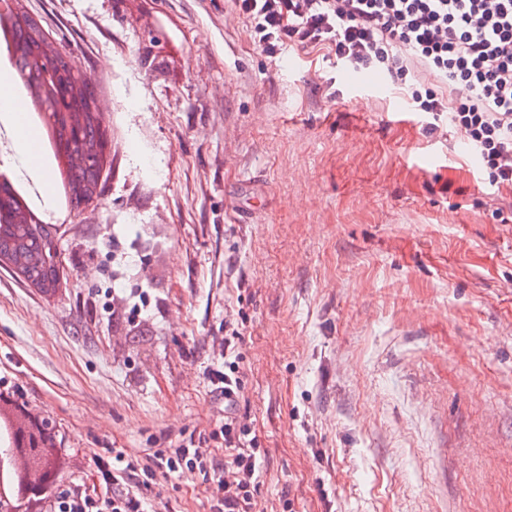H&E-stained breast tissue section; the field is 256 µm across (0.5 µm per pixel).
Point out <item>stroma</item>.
Segmentation results:
<instances>
[{
    "instance_id": "35a3bbf8",
    "label": "stroma",
    "mask_w": 512,
    "mask_h": 512,
    "mask_svg": "<svg viewBox=\"0 0 512 512\" xmlns=\"http://www.w3.org/2000/svg\"><path fill=\"white\" fill-rule=\"evenodd\" d=\"M27 2L97 65L114 153L97 207L54 203L59 292L0 267V377L65 477L221 420L242 313L262 512H512V190L384 74L262 54L230 0Z\"/></svg>"
}]
</instances>
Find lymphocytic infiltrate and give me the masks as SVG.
Returning a JSON list of instances; mask_svg holds the SVG:
<instances>
[{
	"label": "lymphocytic infiltrate",
	"mask_w": 512,
	"mask_h": 512,
	"mask_svg": "<svg viewBox=\"0 0 512 512\" xmlns=\"http://www.w3.org/2000/svg\"><path fill=\"white\" fill-rule=\"evenodd\" d=\"M253 44L270 57L286 48L321 47L354 71L377 69L406 86L415 111L448 120L481 161L486 184L512 188V0H231ZM464 96H455L456 87ZM244 323L224 328V345L208 372L224 398V419L211 438L223 453L187 440L138 455L126 448L96 454L92 481L54 475L35 486L4 483L0 496L38 490L43 512H147L144 490L157 476L200 477L212 491L208 512H257L268 456L236 411L247 385Z\"/></svg>",
	"instance_id": "lymphocytic-infiltrate-1"
}]
</instances>
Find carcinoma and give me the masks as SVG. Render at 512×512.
I'll return each mask as SVG.
<instances>
[{
  "label": "carcinoma",
  "mask_w": 512,
  "mask_h": 512,
  "mask_svg": "<svg viewBox=\"0 0 512 512\" xmlns=\"http://www.w3.org/2000/svg\"><path fill=\"white\" fill-rule=\"evenodd\" d=\"M17 92L30 101L31 118L56 162L60 192L73 210L96 206L110 164L112 139L99 107L95 71L75 66L64 46L50 38L25 0L0 10ZM57 238L52 224L32 207L12 171L0 170V263L21 261L15 273L45 295L60 285Z\"/></svg>",
  "instance_id": "carcinoma-1"
}]
</instances>
